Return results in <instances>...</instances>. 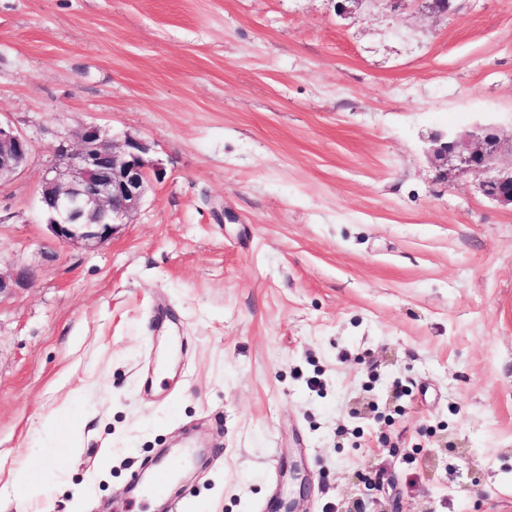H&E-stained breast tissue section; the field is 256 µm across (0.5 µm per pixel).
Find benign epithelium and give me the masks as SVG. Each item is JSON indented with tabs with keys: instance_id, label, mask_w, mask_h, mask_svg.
Here are the masks:
<instances>
[{
	"instance_id": "benign-epithelium-1",
	"label": "benign epithelium",
	"mask_w": 512,
	"mask_h": 512,
	"mask_svg": "<svg viewBox=\"0 0 512 512\" xmlns=\"http://www.w3.org/2000/svg\"><path fill=\"white\" fill-rule=\"evenodd\" d=\"M497 141L495 133L483 128L454 135L438 132L431 139L429 156L438 167L455 159L469 170L484 169ZM150 150L136 136L127 133L117 141L96 125L79 131L74 148L60 141L40 191V200L50 203L45 224L53 242L95 249L130 223L152 182L163 177L162 169L147 159ZM30 151V141L22 132L0 124V183L26 165ZM484 192L512 206V170L486 181ZM27 285L23 269L9 278L0 276V296Z\"/></svg>"
}]
</instances>
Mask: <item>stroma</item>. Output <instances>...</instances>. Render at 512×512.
I'll use <instances>...</instances> for the list:
<instances>
[{"mask_svg":"<svg viewBox=\"0 0 512 512\" xmlns=\"http://www.w3.org/2000/svg\"><path fill=\"white\" fill-rule=\"evenodd\" d=\"M0 120V512H259L297 460L295 512H512V0H0ZM92 123L164 176L51 258L42 176ZM475 128L489 168L432 163ZM31 151L28 138L0 121V184L10 180L27 163ZM484 192L498 202L512 206V169L486 181ZM10 485L26 497L34 496L37 492V481L31 466L11 472L9 474Z\"/></svg>","mask_w":512,"mask_h":512,"instance_id":"35a3bbf8","label":"stroma"}]
</instances>
